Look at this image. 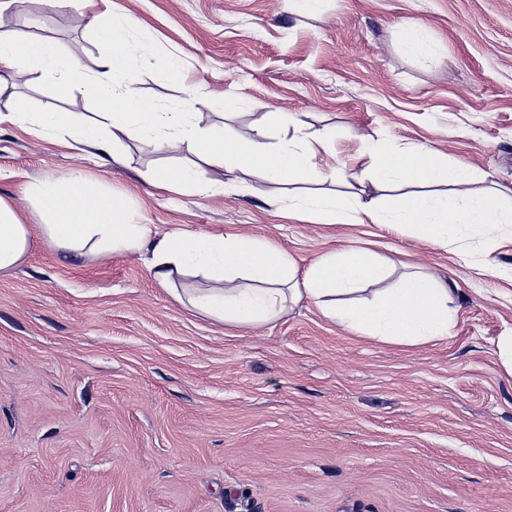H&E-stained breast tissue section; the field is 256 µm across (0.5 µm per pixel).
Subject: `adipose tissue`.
<instances>
[{"instance_id":"ef3b65f1","label":"adipose tissue","mask_w":512,"mask_h":512,"mask_svg":"<svg viewBox=\"0 0 512 512\" xmlns=\"http://www.w3.org/2000/svg\"><path fill=\"white\" fill-rule=\"evenodd\" d=\"M80 20L109 48L93 70H85L51 41L8 30L0 31V73L16 83L51 84L66 96L85 93L100 106L96 117L34 111L20 104L12 112L0 113V123L40 134L64 131L106 155L126 138L188 150L192 161L145 171L147 182L164 189H198L205 167L228 174L257 173L278 184L322 181L314 157L318 150L329 149L327 131L295 123L279 112L268 113L247 138L201 129L195 113L146 104L136 92L145 61L156 59L159 69L174 77L181 71L177 56L156 58L146 41L130 49L135 28L131 20L103 24L88 14ZM275 136L280 139L276 145L271 142ZM366 153L370 180L382 193L379 201L365 202L340 189L297 199L292 210L339 223L358 222L367 215L376 223L444 246L461 245L478 229L491 236L512 224V189L471 191L473 172L448 162L427 145L381 139L370 143ZM24 195L29 204L25 210L0 198V272L17 266L38 234L57 248L86 258L102 252L149 251L150 265L166 285L180 277H204L208 288L190 294L188 304L233 328L266 325L281 315L286 303L305 296L330 321L383 342L427 343L448 335L453 313L442 279L416 272L389 281L387 265L361 248L327 253L302 272L283 247L266 240L238 233H163L134 222L127 205L100 180L75 172L30 183ZM29 212L38 217V225L27 223ZM372 284L377 290L370 302L348 303L349 295Z\"/></svg>"}]
</instances>
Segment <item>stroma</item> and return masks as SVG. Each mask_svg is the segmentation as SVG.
I'll use <instances>...</instances> for the list:
<instances>
[{
  "mask_svg": "<svg viewBox=\"0 0 512 512\" xmlns=\"http://www.w3.org/2000/svg\"><path fill=\"white\" fill-rule=\"evenodd\" d=\"M0 6V30L52 41L91 70L104 52L77 0ZM124 16L180 76L146 66L153 104H192L200 127L248 135L267 113L334 131L319 165L349 159L354 193L377 192L363 152L387 137L424 143L474 170L471 187L512 186V0H88ZM422 24L429 53L410 55ZM239 107L224 109V98ZM81 117L99 106L49 85L0 86L16 101ZM101 161L61 135L0 124V197L77 171L164 231L243 232L282 245L299 270L345 247L437 272L451 290L448 338L382 343L325 319L308 298L255 330L178 302L135 254L87 259L34 237L0 274V512H512V231L438 246L372 222L288 213V188L203 169L181 193L142 173L183 160L123 141ZM223 183L220 192L210 184ZM402 45L406 51L412 54H422L429 50L427 30L424 25H416L407 28L402 36Z\"/></svg>",
  "mask_w": 512,
  "mask_h": 512,
  "instance_id": "obj_1",
  "label": "stroma"
}]
</instances>
